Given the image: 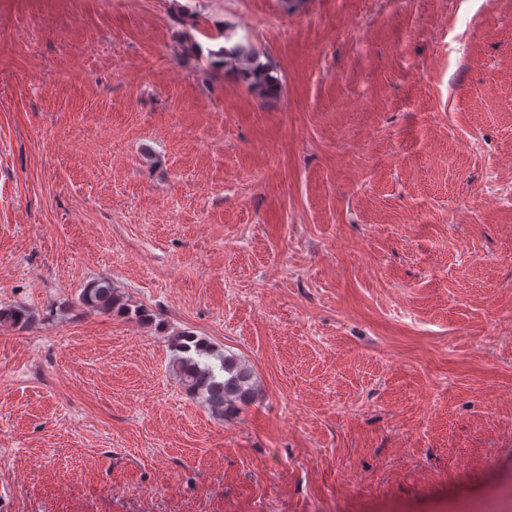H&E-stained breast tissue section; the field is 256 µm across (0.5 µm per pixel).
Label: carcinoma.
Masks as SVG:
<instances>
[{
    "label": "carcinoma",
    "instance_id": "obj_1",
    "mask_svg": "<svg viewBox=\"0 0 512 512\" xmlns=\"http://www.w3.org/2000/svg\"><path fill=\"white\" fill-rule=\"evenodd\" d=\"M221 50L224 66L237 71L260 97L276 94L278 78L273 68L259 60L250 42H232L224 36ZM80 299L84 306L101 312L120 310L140 322L151 321V315L143 308L130 309L116 293L112 283L100 278L84 289ZM34 314L21 307L0 309V321L10 322L21 329L28 327ZM173 367L185 391L202 399L217 415L224 416L253 396L251 372L237 357L216 349L207 339L189 331L172 337Z\"/></svg>",
    "mask_w": 512,
    "mask_h": 512
}]
</instances>
